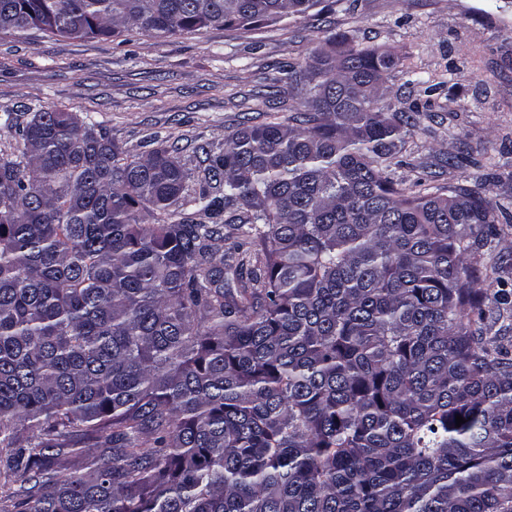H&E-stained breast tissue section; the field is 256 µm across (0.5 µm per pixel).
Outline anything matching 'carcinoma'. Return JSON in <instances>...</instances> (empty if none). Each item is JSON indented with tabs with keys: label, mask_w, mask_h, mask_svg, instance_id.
Instances as JSON below:
<instances>
[{
	"label": "carcinoma",
	"mask_w": 512,
	"mask_h": 512,
	"mask_svg": "<svg viewBox=\"0 0 512 512\" xmlns=\"http://www.w3.org/2000/svg\"><path fill=\"white\" fill-rule=\"evenodd\" d=\"M318 4L0 0V32ZM336 40L284 70L300 126L243 128L197 176L74 112L0 115L23 142L0 154V512H512V343L491 334L512 295L465 266L503 205L398 187L395 58Z\"/></svg>",
	"instance_id": "1"
}]
</instances>
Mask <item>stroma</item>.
<instances>
[{"label": "stroma", "mask_w": 512, "mask_h": 512, "mask_svg": "<svg viewBox=\"0 0 512 512\" xmlns=\"http://www.w3.org/2000/svg\"><path fill=\"white\" fill-rule=\"evenodd\" d=\"M323 25L304 18L168 35L110 38L0 33V111L38 103L91 118L130 155L159 135L187 168L238 129L289 123L303 99L280 82L282 66L321 54L327 34L399 58L383 90L387 111L414 109V125L388 174L419 183L481 181L508 222L478 265L512 290V0H322ZM437 91L425 95L426 84ZM472 165L449 167V155Z\"/></svg>", "instance_id": "1"}]
</instances>
